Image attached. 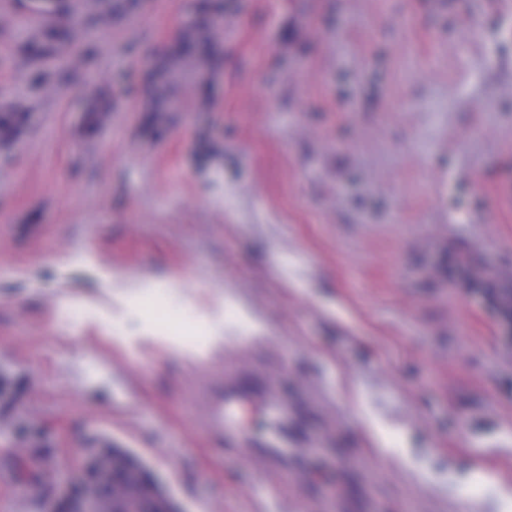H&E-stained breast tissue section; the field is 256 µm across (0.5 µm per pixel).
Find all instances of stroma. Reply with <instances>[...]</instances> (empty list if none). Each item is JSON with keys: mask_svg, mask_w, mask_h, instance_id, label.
Listing matches in <instances>:
<instances>
[{"mask_svg": "<svg viewBox=\"0 0 512 512\" xmlns=\"http://www.w3.org/2000/svg\"><path fill=\"white\" fill-rule=\"evenodd\" d=\"M218 2L208 105L162 119L117 88L196 0L78 39L64 86L17 50L24 0L0 26L29 110L0 147V500L41 512L107 432L183 512H512V334L474 286L512 289V0ZM145 299L195 335H139ZM206 389L243 397L220 452Z\"/></svg>", "mask_w": 512, "mask_h": 512, "instance_id": "35a3bbf8", "label": "stroma"}]
</instances>
